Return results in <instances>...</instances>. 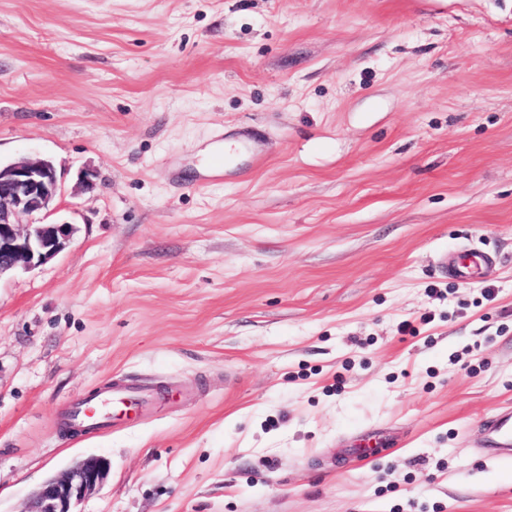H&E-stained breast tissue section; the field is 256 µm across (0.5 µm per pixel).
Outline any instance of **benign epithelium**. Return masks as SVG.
Listing matches in <instances>:
<instances>
[{"mask_svg":"<svg viewBox=\"0 0 512 512\" xmlns=\"http://www.w3.org/2000/svg\"><path fill=\"white\" fill-rule=\"evenodd\" d=\"M60 189L48 159L0 163V276L39 267L67 247L75 225L40 218ZM109 469L107 459L91 457L50 477L37 491L32 512H74L73 505L99 488Z\"/></svg>","mask_w":512,"mask_h":512,"instance_id":"obj_1","label":"benign epithelium"}]
</instances>
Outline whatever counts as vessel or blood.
<instances>
[{
    "label": "vessel or blood",
    "instance_id": "obj_1",
    "mask_svg": "<svg viewBox=\"0 0 512 512\" xmlns=\"http://www.w3.org/2000/svg\"><path fill=\"white\" fill-rule=\"evenodd\" d=\"M439 268L454 279L468 281L476 271L492 269V258L471 253L462 257H451L440 253L437 259ZM151 395L145 393L136 383L122 380L82 396L68 409L69 420L80 427L111 430L120 425L117 411L121 408L150 404ZM483 453L492 459L512 458V408L507 407L488 415L482 420Z\"/></svg>",
    "mask_w": 512,
    "mask_h": 512
}]
</instances>
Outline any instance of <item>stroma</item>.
Returning a JSON list of instances; mask_svg holds the SVG:
<instances>
[{
  "instance_id": "obj_1",
  "label": "stroma",
  "mask_w": 512,
  "mask_h": 512,
  "mask_svg": "<svg viewBox=\"0 0 512 512\" xmlns=\"http://www.w3.org/2000/svg\"><path fill=\"white\" fill-rule=\"evenodd\" d=\"M28 154L77 232L0 278V512L90 456L76 512H512V0H0ZM117 378L165 400L67 431ZM437 264L454 279L469 281L474 278L476 271L482 270V264L487 271H490L494 266V261L480 253H471L464 255V258H455L448 256V252H443L439 254ZM483 453L492 459L512 458V408L507 407L482 419Z\"/></svg>"
}]
</instances>
